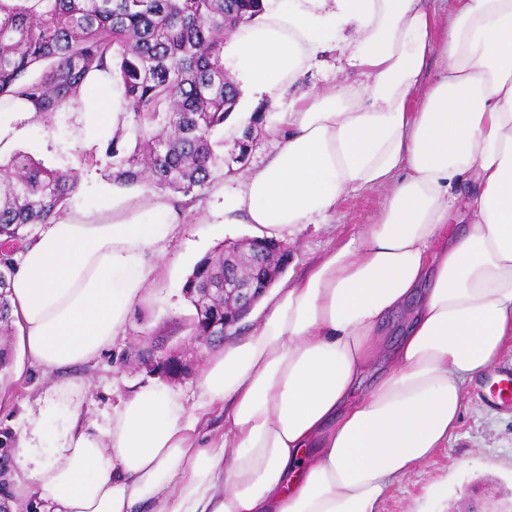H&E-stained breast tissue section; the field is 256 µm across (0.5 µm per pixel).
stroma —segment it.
<instances>
[{"instance_id":"stroma-1","label":"stroma","mask_w":512,"mask_h":512,"mask_svg":"<svg viewBox=\"0 0 512 512\" xmlns=\"http://www.w3.org/2000/svg\"><path fill=\"white\" fill-rule=\"evenodd\" d=\"M346 66L342 51L320 54L316 64L298 82V91L343 86L358 80ZM111 127L102 128L96 142L83 143L76 116L58 113L30 119L16 151L32 155L46 166L69 158L82 170L81 189L71 209L112 208V184L98 166L81 164L82 155L103 158ZM243 173L217 175L193 202L186 219L167 246V256L148 284L147 299L135 307L111 348L98 360L70 370L46 373L32 364L22 348L20 333L1 342L12 349L8 367L0 370V471L19 473L12 446L32 418L46 426L43 449L67 428L73 416L86 423L106 425L120 399L139 388L164 385L193 405L199 373L217 353V346L200 344L193 335L194 308L184 285L196 264L224 244H243L254 238L248 224L224 221V198L242 187ZM382 188L350 194L328 223L308 224L281 234L289 250L285 276H302L326 250L376 223L386 204ZM512 369V345L481 375L465 386L457 428L443 448L406 476L391 482L378 512H465L476 505L482 512H512V406L494 404L490 385L495 372ZM88 384L81 403L67 392L70 385Z\"/></svg>"}]
</instances>
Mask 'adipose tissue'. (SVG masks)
Listing matches in <instances>:
<instances>
[{"mask_svg": "<svg viewBox=\"0 0 512 512\" xmlns=\"http://www.w3.org/2000/svg\"><path fill=\"white\" fill-rule=\"evenodd\" d=\"M224 44L257 99L282 95L343 45L365 80L293 97L265 129L272 157L224 199V221L275 236L322 224L349 192L388 191L378 221L264 296L250 336L203 368L185 407L161 386L107 427L73 422L50 454L42 422L16 447L0 497L41 512H376L388 484L447 443L469 379L512 340V0H264ZM352 38H345V31ZM443 61L432 82V55ZM77 108L85 138L127 128L123 87L92 73ZM471 185L472 228L448 236ZM183 219L114 183L112 211H67L17 257L12 314L32 363L99 358L142 302ZM408 310L369 395L353 390L385 317Z\"/></svg>", "mask_w": 512, "mask_h": 512, "instance_id": "adipose-tissue-1", "label": "adipose tissue"}]
</instances>
